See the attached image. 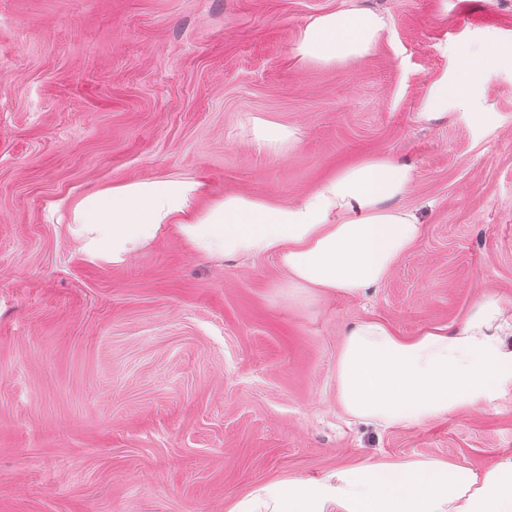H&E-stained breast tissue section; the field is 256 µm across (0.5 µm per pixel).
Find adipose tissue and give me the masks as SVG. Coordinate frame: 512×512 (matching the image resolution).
<instances>
[{
    "label": "adipose tissue",
    "mask_w": 512,
    "mask_h": 512,
    "mask_svg": "<svg viewBox=\"0 0 512 512\" xmlns=\"http://www.w3.org/2000/svg\"><path fill=\"white\" fill-rule=\"evenodd\" d=\"M375 13L324 12L304 29L295 52L309 64L345 66L385 38ZM489 55H512L491 40L466 56L474 80ZM465 81L435 79L422 115L444 113ZM274 157L296 152V129L269 122L254 128ZM414 180L410 164L377 155L338 169L297 201L228 194L201 204L200 181L157 176L127 181L82 197L70 232L90 262L120 267L161 236L179 237L197 254L232 260L275 257L286 285L358 296L381 287L423 235L403 206ZM497 300L480 301L455 327L429 326L401 336L387 322L366 319L343 333L336 362L338 400L354 419L383 428L411 427L476 409L512 385V343ZM227 512H512V457L484 471L435 459L378 462L320 478H288L258 486Z\"/></svg>",
    "instance_id": "adipose-tissue-1"
}]
</instances>
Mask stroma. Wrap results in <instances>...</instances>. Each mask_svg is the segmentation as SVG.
<instances>
[{
    "instance_id": "1",
    "label": "stroma",
    "mask_w": 512,
    "mask_h": 512,
    "mask_svg": "<svg viewBox=\"0 0 512 512\" xmlns=\"http://www.w3.org/2000/svg\"><path fill=\"white\" fill-rule=\"evenodd\" d=\"M388 36L343 67L294 43L347 0H0V512H226L288 477L384 460L484 469L512 456V395L425 426L339 408L342 330L512 321V56L443 117L429 83L512 41V0H359ZM299 150L258 149L257 121ZM371 155L414 168L424 234L364 297L286 287L275 258L198 256L166 235L124 266L68 229L84 195L161 175L295 201Z\"/></svg>"
}]
</instances>
